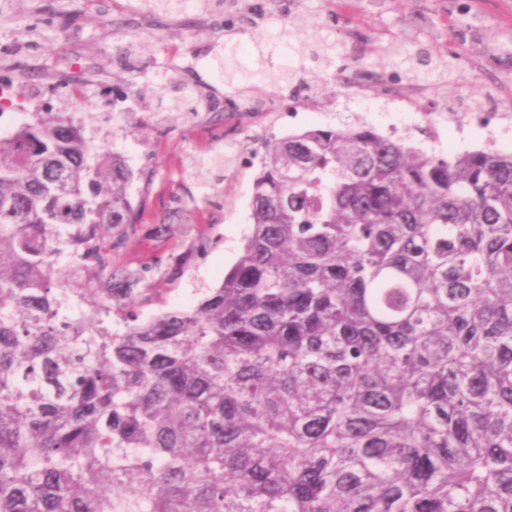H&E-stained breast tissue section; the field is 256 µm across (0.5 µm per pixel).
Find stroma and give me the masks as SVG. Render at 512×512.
I'll return each instance as SVG.
<instances>
[{"label": "stroma", "mask_w": 512, "mask_h": 512, "mask_svg": "<svg viewBox=\"0 0 512 512\" xmlns=\"http://www.w3.org/2000/svg\"><path fill=\"white\" fill-rule=\"evenodd\" d=\"M279 30L280 58L265 41ZM313 32L335 47L328 69L310 54ZM0 49L26 74L84 82L71 111L92 113L87 137L133 169L142 220L113 249L112 271L138 277L142 321L195 307L235 264L266 138L349 121L444 155L449 113L477 97L512 113V0H226L219 12L192 0L150 17L139 0H0ZM284 69L323 78L272 84ZM171 82L192 91L197 113L160 111L154 90ZM420 89L410 111L405 97Z\"/></svg>", "instance_id": "35a3bbf8"}]
</instances>
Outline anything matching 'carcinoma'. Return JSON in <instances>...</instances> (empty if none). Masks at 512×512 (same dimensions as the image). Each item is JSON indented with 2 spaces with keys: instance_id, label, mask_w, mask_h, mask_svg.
Listing matches in <instances>:
<instances>
[{
  "instance_id": "obj_1",
  "label": "carcinoma",
  "mask_w": 512,
  "mask_h": 512,
  "mask_svg": "<svg viewBox=\"0 0 512 512\" xmlns=\"http://www.w3.org/2000/svg\"><path fill=\"white\" fill-rule=\"evenodd\" d=\"M89 118L0 135V512H512V154L270 137L222 284L140 321Z\"/></svg>"
}]
</instances>
